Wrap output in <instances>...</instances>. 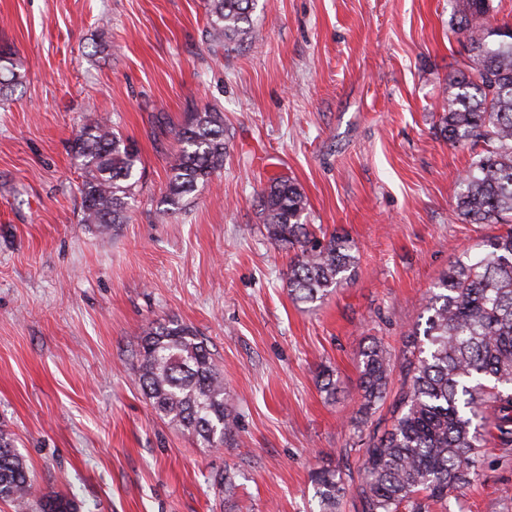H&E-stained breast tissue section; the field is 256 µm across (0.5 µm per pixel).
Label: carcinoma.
I'll list each match as a JSON object with an SVG mask.
<instances>
[{"label": "carcinoma", "instance_id": "cac0c4a2", "mask_svg": "<svg viewBox=\"0 0 512 512\" xmlns=\"http://www.w3.org/2000/svg\"><path fill=\"white\" fill-rule=\"evenodd\" d=\"M456 24L470 33L469 62L449 80L442 105L448 142L471 145L457 209L472 224L509 222L476 256L456 261L425 298V324L406 335L391 428L369 435L354 494L360 512H448V495L469 486L484 448L512 446V27H489L488 0H463ZM258 0H208L207 34L214 50L252 39ZM496 37L488 42L486 38ZM25 80L15 53L0 46V101ZM168 161L167 208L224 169V113H188L175 131ZM83 170L82 222L102 229L127 222L138 187L140 152L108 118H90L71 144ZM266 238L293 252L290 294L313 303L342 284L357 265L348 239L318 236L302 221L308 200L291 179L272 177L258 193ZM137 378L155 413L206 448L224 446L236 417L226 402L218 360L199 332L171 320L142 331ZM363 417L384 402L389 353L373 342L359 352ZM319 512H336L349 486L323 466L311 475ZM33 478L11 434L0 430V500L15 512H79L74 499L48 493L31 503Z\"/></svg>", "mask_w": 512, "mask_h": 512}]
</instances>
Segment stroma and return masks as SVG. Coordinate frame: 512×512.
Returning <instances> with one entry per match:
<instances>
[{"mask_svg": "<svg viewBox=\"0 0 512 512\" xmlns=\"http://www.w3.org/2000/svg\"><path fill=\"white\" fill-rule=\"evenodd\" d=\"M207 0H0V46L27 78L0 102V429L79 512H319L313 469L356 483L369 432L351 425L358 354L403 338L448 266L499 229L456 208L469 147L440 108L468 35L462 0H260L251 42L213 51ZM224 114L223 171L167 222V157L188 112ZM135 140L129 221L83 223L70 151L90 114ZM294 180L308 223L344 235L358 264L314 303L287 287L290 254L263 233L257 194ZM175 320L207 339L236 417L205 448L161 420L134 380L138 339ZM337 380L335 398L319 374ZM448 512H512V447L488 448Z\"/></svg>", "mask_w": 512, "mask_h": 512, "instance_id": "35a3bbf8", "label": "stroma"}]
</instances>
